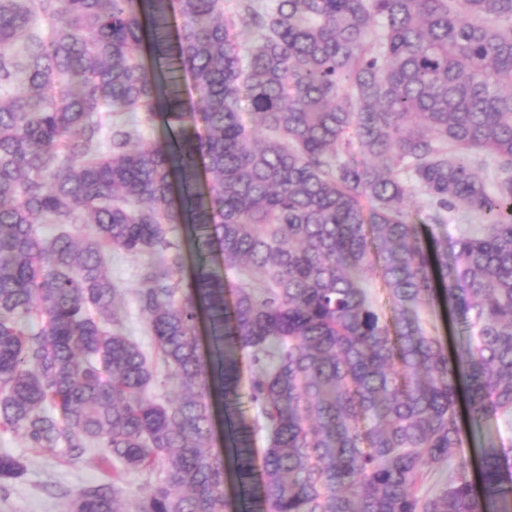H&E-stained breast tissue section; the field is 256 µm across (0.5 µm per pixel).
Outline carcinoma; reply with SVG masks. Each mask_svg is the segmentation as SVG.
I'll return each mask as SVG.
<instances>
[{
	"label": "carcinoma",
	"instance_id": "carcinoma-1",
	"mask_svg": "<svg viewBox=\"0 0 512 512\" xmlns=\"http://www.w3.org/2000/svg\"><path fill=\"white\" fill-rule=\"evenodd\" d=\"M418 194L477 217L453 259ZM461 402L512 427V0H0V432L149 477L74 512H512V434L471 479ZM141 260L113 254L112 260L108 263V270L112 279L118 282L125 289L124 304L119 310L118 316L122 319L127 333L139 340L144 347L150 344L147 332L145 316L141 313L134 290L140 285ZM422 312L424 319L430 324L431 330L437 336H441L447 344L449 353L463 342L465 333L461 325L455 319L448 318L442 307L427 308Z\"/></svg>",
	"mask_w": 512,
	"mask_h": 512
}]
</instances>
